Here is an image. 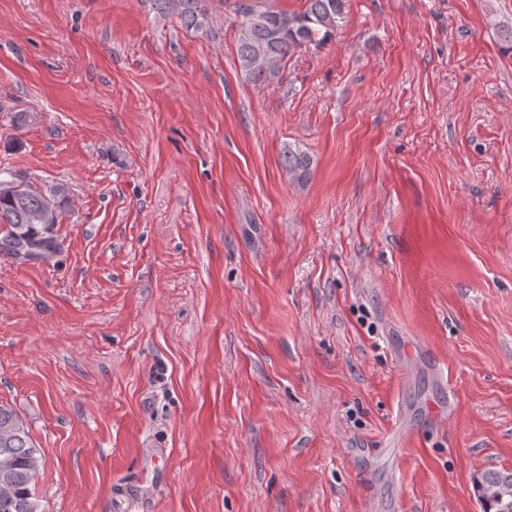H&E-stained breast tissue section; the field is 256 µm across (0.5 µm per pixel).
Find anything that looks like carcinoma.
<instances>
[{"label": "carcinoma", "mask_w": 512, "mask_h": 512, "mask_svg": "<svg viewBox=\"0 0 512 512\" xmlns=\"http://www.w3.org/2000/svg\"><path fill=\"white\" fill-rule=\"evenodd\" d=\"M152 2L158 14L187 28L210 26L205 0ZM346 4L347 0H302L300 10L288 12L265 0L238 3L240 69L257 83L269 82L297 50L320 46L342 29ZM281 163L297 185L312 176V156L295 144L283 146ZM69 201V187L63 183L41 188L12 172L0 178V256L23 262L61 254L58 224ZM42 461L25 420L11 406L0 404V512H40L35 478ZM478 488L484 512H512V471L485 470Z\"/></svg>", "instance_id": "carcinoma-1"}]
</instances>
